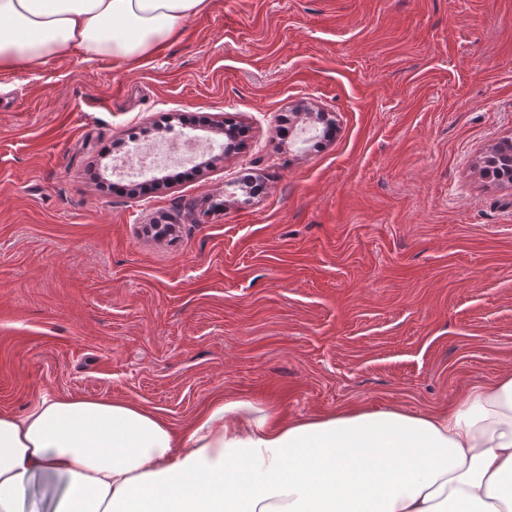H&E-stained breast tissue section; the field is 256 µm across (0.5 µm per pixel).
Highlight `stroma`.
<instances>
[{"instance_id":"35a3bbf8","label":"stroma","mask_w":512,"mask_h":512,"mask_svg":"<svg viewBox=\"0 0 512 512\" xmlns=\"http://www.w3.org/2000/svg\"><path fill=\"white\" fill-rule=\"evenodd\" d=\"M303 101L332 137L283 134ZM227 117L237 153L114 175ZM508 137L512 0H213L135 64L0 71V412L459 401L512 370V184L481 173Z\"/></svg>"}]
</instances>
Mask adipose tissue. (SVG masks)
Segmentation results:
<instances>
[{
	"label": "adipose tissue",
	"mask_w": 512,
	"mask_h": 512,
	"mask_svg": "<svg viewBox=\"0 0 512 512\" xmlns=\"http://www.w3.org/2000/svg\"><path fill=\"white\" fill-rule=\"evenodd\" d=\"M213 0H0V70L81 51L131 63ZM512 512V371L424 413L280 418L233 395L183 429L118 397L43 394L0 413V512Z\"/></svg>",
	"instance_id": "1"
}]
</instances>
